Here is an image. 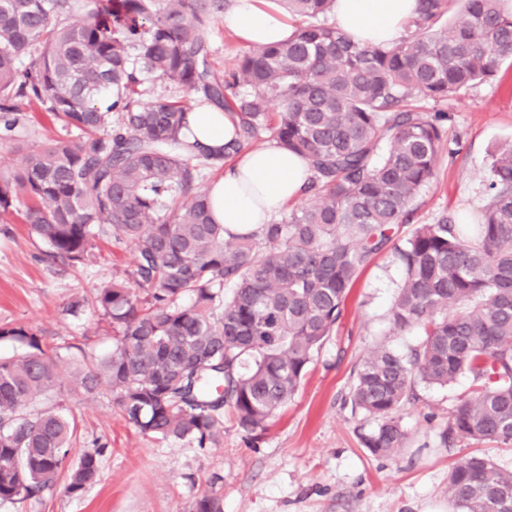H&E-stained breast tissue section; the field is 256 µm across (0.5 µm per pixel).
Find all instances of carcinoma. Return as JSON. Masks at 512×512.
I'll list each match as a JSON object with an SVG mask.
<instances>
[{
  "label": "carcinoma",
  "instance_id": "1",
  "mask_svg": "<svg viewBox=\"0 0 512 512\" xmlns=\"http://www.w3.org/2000/svg\"><path fill=\"white\" fill-rule=\"evenodd\" d=\"M75 2L0 0V140L24 124L17 98L66 131L19 171L0 173V217L20 210L53 258L86 263L93 241L110 237L134 242L136 256L130 278L93 300L112 323L105 356L81 363L46 352L22 326L0 327V340L22 349L0 360L1 502L39 497L60 480L80 495L99 477L101 451L68 459L75 420L53 407L29 411L62 400L64 372L83 395L107 381L146 436L215 444L226 407L241 427H264L434 177L446 114L412 101H444L512 58V14L500 0H419L406 36L377 45L327 23L334 0H286L307 23L244 53L227 74L206 52L224 0H90L74 21ZM145 74L233 113L232 140L217 152L190 142V108L143 102ZM264 132L308 160L311 203L233 234L213 221L198 184ZM486 189L479 223L419 224L395 247L402 277L389 330L417 329L421 339L405 351L380 343L356 369L349 402L373 422L362 443L376 456L399 458L400 412L417 384L461 376L471 390L444 435L512 444V145L493 154ZM448 499L454 512H512V469L462 455ZM192 512H223V501L204 494Z\"/></svg>",
  "mask_w": 512,
  "mask_h": 512
}]
</instances>
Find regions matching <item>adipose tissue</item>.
I'll list each match as a JSON object with an SVG mask.
<instances>
[{"label":"adipose tissue","instance_id":"ef3b65f1","mask_svg":"<svg viewBox=\"0 0 512 512\" xmlns=\"http://www.w3.org/2000/svg\"><path fill=\"white\" fill-rule=\"evenodd\" d=\"M417 7L418 0H336L333 19L356 42L390 43L405 32ZM224 27L249 46L276 43L294 31L277 0H233ZM188 119L190 140L201 147L221 148L232 136L230 113L197 109ZM310 175L304 158L277 144L243 150L211 185L213 218L232 233L259 230L283 205L300 198Z\"/></svg>","mask_w":512,"mask_h":512}]
</instances>
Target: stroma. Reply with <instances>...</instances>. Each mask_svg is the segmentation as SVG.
<instances>
[{
  "label": "stroma",
  "mask_w": 512,
  "mask_h": 512,
  "mask_svg": "<svg viewBox=\"0 0 512 512\" xmlns=\"http://www.w3.org/2000/svg\"><path fill=\"white\" fill-rule=\"evenodd\" d=\"M207 52L213 67L230 72L246 47L215 14ZM26 122L0 143V171L19 169L24 155L60 127L49 113L18 101ZM432 112L446 113L450 151L440 152L436 175L421 192L410 223L401 225L393 246L373 255L361 271L340 323L315 353L299 391L267 423L249 431L232 415L216 445L200 448L185 440L144 436L112 402L108 385L67 405L77 431L69 457L103 448L100 476L83 495L56 484L41 497L0 503V512H190L206 493L218 494L224 512H451L448 471L460 455L476 452L512 468V445L495 441L443 440L441 432L467 378L439 387L419 384L418 402L401 413L407 448L396 461L377 457L361 436L370 421L352 413L347 395L360 361L379 343L404 349L417 336H395L388 314L402 277L393 258L414 225L445 216L479 215L486 203L485 174L498 147L512 142V61L494 79L460 91ZM48 245L20 217L0 222V327L23 326L41 336L50 351L93 360L112 348V326L93 309L68 312L76 298L125 276L134 267L132 244L100 239L96 260L70 267L48 256Z\"/></svg>",
  "instance_id": "stroma-1"
}]
</instances>
